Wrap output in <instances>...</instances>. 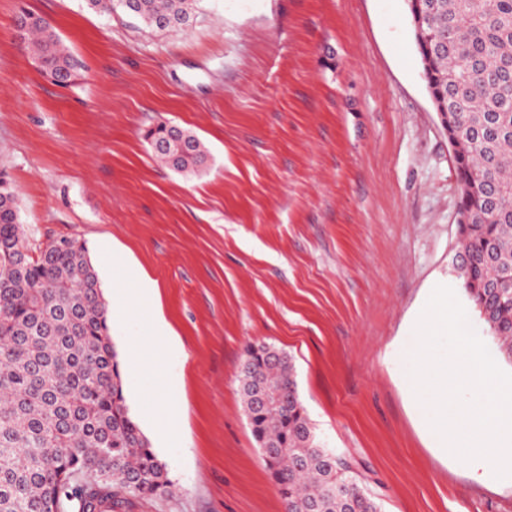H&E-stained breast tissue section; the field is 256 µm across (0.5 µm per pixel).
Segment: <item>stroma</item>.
Masks as SVG:
<instances>
[{
	"label": "stroma",
	"mask_w": 512,
	"mask_h": 512,
	"mask_svg": "<svg viewBox=\"0 0 512 512\" xmlns=\"http://www.w3.org/2000/svg\"><path fill=\"white\" fill-rule=\"evenodd\" d=\"M24 11L81 63L71 85L16 41ZM161 122L201 140L202 173L154 156ZM0 173L30 243L84 241L107 298L147 278L171 331L166 347L148 320L111 328L120 361L135 335L160 363L124 393L174 484L125 512H283L237 378L252 343L291 355L318 437L382 512H512L511 479L438 451L401 370L436 285L494 344L459 276L456 166L407 0H199L174 32L0 0ZM167 399L175 442L148 414Z\"/></svg>",
	"instance_id": "obj_1"
}]
</instances>
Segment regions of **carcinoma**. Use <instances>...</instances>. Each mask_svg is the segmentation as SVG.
I'll use <instances>...</instances> for the list:
<instances>
[{"instance_id": "obj_1", "label": "carcinoma", "mask_w": 512, "mask_h": 512, "mask_svg": "<svg viewBox=\"0 0 512 512\" xmlns=\"http://www.w3.org/2000/svg\"><path fill=\"white\" fill-rule=\"evenodd\" d=\"M143 25H187L198 0H86ZM414 27L432 101L457 150L458 269L474 310L512 364V0H417ZM24 40L55 84L78 62L51 24L30 15ZM178 171L207 162L202 142L166 122L146 135ZM243 403L287 512H381L349 463L325 448L298 392L290 356L246 347ZM168 471L126 405L98 274L82 241L32 246L0 178V512H100L170 494Z\"/></svg>"}]
</instances>
